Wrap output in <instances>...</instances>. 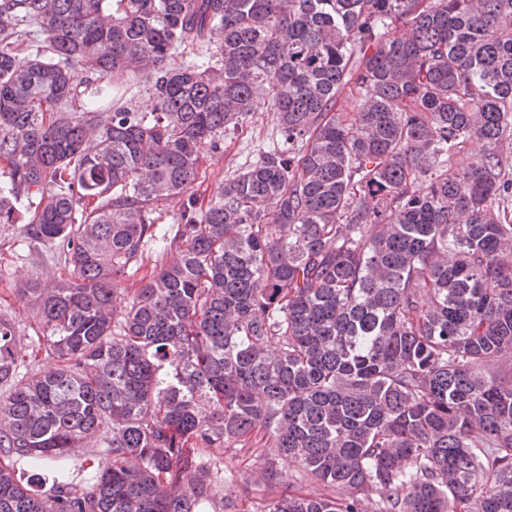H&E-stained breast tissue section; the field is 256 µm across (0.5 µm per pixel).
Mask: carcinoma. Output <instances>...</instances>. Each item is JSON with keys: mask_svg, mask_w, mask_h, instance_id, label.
<instances>
[{"mask_svg": "<svg viewBox=\"0 0 512 512\" xmlns=\"http://www.w3.org/2000/svg\"><path fill=\"white\" fill-rule=\"evenodd\" d=\"M0 224L70 271L51 367L0 320V512H233L203 454L258 436L332 494L255 512H512V0H0ZM277 142L271 112L260 109L250 114L242 126L224 135L216 150L204 153L194 187L197 197L206 203L226 175L249 164L259 148ZM156 257L154 254H146L143 258V262H139L137 266H134L128 271L126 276L121 280L118 285L121 291V298L128 299L137 288H140L142 280L146 275H149L155 266Z\"/></svg>", "mask_w": 512, "mask_h": 512, "instance_id": "carcinoma-1", "label": "carcinoma"}]
</instances>
